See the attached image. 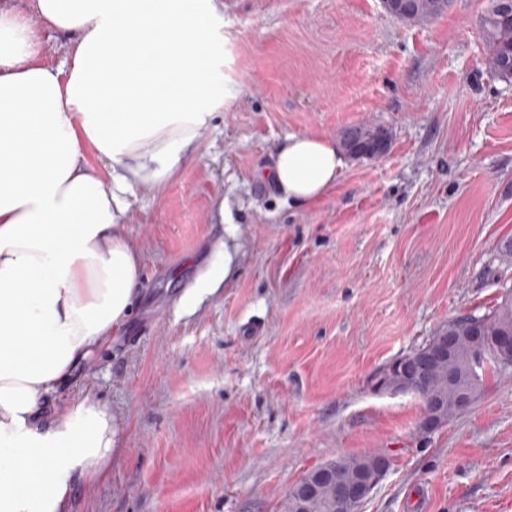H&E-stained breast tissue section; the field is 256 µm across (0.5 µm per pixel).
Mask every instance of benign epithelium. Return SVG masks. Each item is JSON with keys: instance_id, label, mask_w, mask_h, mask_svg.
I'll list each match as a JSON object with an SVG mask.
<instances>
[{"instance_id": "obj_1", "label": "benign epithelium", "mask_w": 512, "mask_h": 512, "mask_svg": "<svg viewBox=\"0 0 512 512\" xmlns=\"http://www.w3.org/2000/svg\"><path fill=\"white\" fill-rule=\"evenodd\" d=\"M387 152L385 142L364 148L359 144L352 146L350 156L354 159L367 154L375 159ZM457 337L444 330L424 348L402 356L385 366L371 379V388L378 394L413 395L423 392L432 379L441 374L440 366L448 361L456 349ZM495 345L501 359L512 362V331L504 330L495 337ZM473 406L472 392L465 390L453 401L443 396H433L427 402L419 422V430L431 433L448 423L455 413H464ZM375 476H346L342 469L331 462L309 472L302 484L295 485L291 493L300 497L298 506L307 507V500L315 496L319 488L329 484L336 491L337 500L344 504V512H360L364 500L370 495L388 469V460L379 455L374 458Z\"/></svg>"}]
</instances>
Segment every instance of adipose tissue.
<instances>
[{"label":"adipose tissue","instance_id":"ef3b65f1","mask_svg":"<svg viewBox=\"0 0 512 512\" xmlns=\"http://www.w3.org/2000/svg\"><path fill=\"white\" fill-rule=\"evenodd\" d=\"M44 27L71 38L67 71L42 63ZM223 49L216 0L0 6V512H71L75 478L110 473L104 406L45 409L131 311L128 196L165 182L223 108ZM344 165L332 139L291 134L272 177L304 205Z\"/></svg>","mask_w":512,"mask_h":512}]
</instances>
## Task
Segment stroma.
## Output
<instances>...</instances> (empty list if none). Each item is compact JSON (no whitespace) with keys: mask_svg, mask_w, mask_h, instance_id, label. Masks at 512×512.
I'll list each match as a JSON object with an SVG mask.
<instances>
[{"mask_svg":"<svg viewBox=\"0 0 512 512\" xmlns=\"http://www.w3.org/2000/svg\"><path fill=\"white\" fill-rule=\"evenodd\" d=\"M224 108L122 218L142 287L60 387L115 417L104 481L71 512H283L323 464L389 468L360 512H512V379L436 432L381 368L512 286V81L490 71V0L409 25L380 0H223ZM392 133L316 202L270 177L290 134ZM240 248L215 291L226 225Z\"/></svg>","mask_w":512,"mask_h":512,"instance_id":"stroma-1","label":"stroma"}]
</instances>
